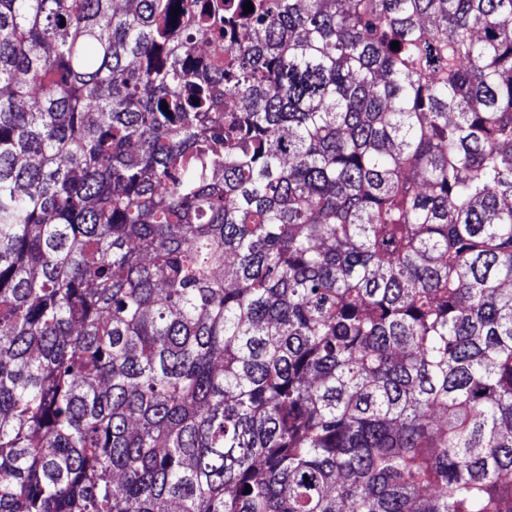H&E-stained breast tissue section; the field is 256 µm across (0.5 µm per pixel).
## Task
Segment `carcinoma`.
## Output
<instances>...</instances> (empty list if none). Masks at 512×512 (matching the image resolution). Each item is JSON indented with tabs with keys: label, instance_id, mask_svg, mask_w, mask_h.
I'll return each instance as SVG.
<instances>
[{
	"label": "carcinoma",
	"instance_id": "obj_1",
	"mask_svg": "<svg viewBox=\"0 0 512 512\" xmlns=\"http://www.w3.org/2000/svg\"><path fill=\"white\" fill-rule=\"evenodd\" d=\"M0 512H512V0H0Z\"/></svg>",
	"mask_w": 512,
	"mask_h": 512
}]
</instances>
